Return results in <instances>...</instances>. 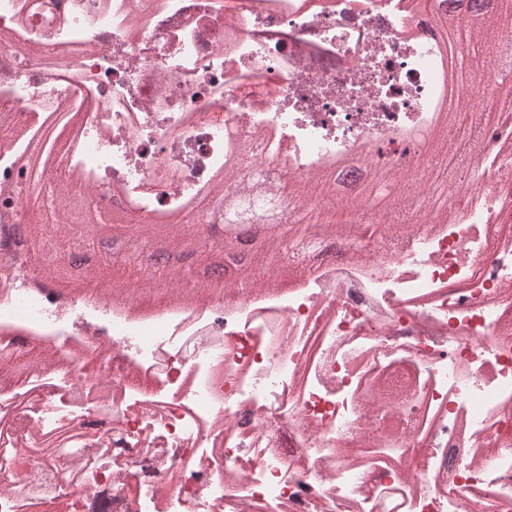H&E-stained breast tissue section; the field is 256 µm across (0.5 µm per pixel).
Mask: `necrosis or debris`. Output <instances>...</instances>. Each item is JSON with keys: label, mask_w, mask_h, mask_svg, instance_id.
<instances>
[{"label": "necrosis or debris", "mask_w": 512, "mask_h": 512, "mask_svg": "<svg viewBox=\"0 0 512 512\" xmlns=\"http://www.w3.org/2000/svg\"><path fill=\"white\" fill-rule=\"evenodd\" d=\"M414 0H0V225L33 146L102 215L178 223L232 140L313 175L431 129ZM0 333L69 345L0 374V512H512V186L292 288L144 314L0 273ZM39 466H31L34 455Z\"/></svg>", "instance_id": "obj_1"}]
</instances>
